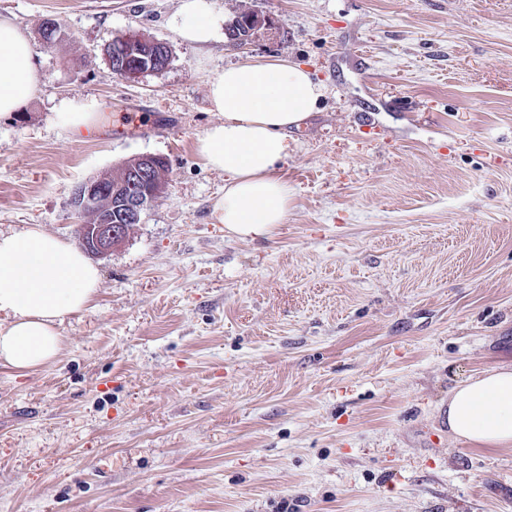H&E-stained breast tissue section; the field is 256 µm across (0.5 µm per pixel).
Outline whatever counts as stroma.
Returning <instances> with one entry per match:
<instances>
[{"instance_id": "obj_1", "label": "stroma", "mask_w": 512, "mask_h": 512, "mask_svg": "<svg viewBox=\"0 0 512 512\" xmlns=\"http://www.w3.org/2000/svg\"><path fill=\"white\" fill-rule=\"evenodd\" d=\"M213 4L269 23L201 48L180 0H0L44 76L0 116V233L79 244L76 185L169 166L57 360L0 366V512H512V447L438 426L460 381L512 365V0ZM129 31L168 66L117 78ZM273 57L325 93L276 169L284 222L241 235L196 152L207 81ZM71 105L92 131L57 123Z\"/></svg>"}]
</instances>
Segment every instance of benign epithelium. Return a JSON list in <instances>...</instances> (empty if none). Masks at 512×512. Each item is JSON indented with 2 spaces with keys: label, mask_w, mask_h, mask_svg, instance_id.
<instances>
[{
  "label": "benign epithelium",
  "mask_w": 512,
  "mask_h": 512,
  "mask_svg": "<svg viewBox=\"0 0 512 512\" xmlns=\"http://www.w3.org/2000/svg\"><path fill=\"white\" fill-rule=\"evenodd\" d=\"M120 59L109 64L114 73L125 80L160 71L169 64L170 52L163 42L142 35L126 34L122 39ZM136 164L129 169L128 181L118 188L123 221L112 222V209L101 211L98 220L91 212L100 208L101 197L107 193L98 180L87 181L74 189L73 204L84 221L79 224L82 244L88 254L104 256L125 241L130 228L140 223L142 214L150 209L165 191L167 173L162 158L146 154L134 158Z\"/></svg>",
  "instance_id": "7a95c632"
}]
</instances>
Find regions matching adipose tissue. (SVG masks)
Listing matches in <instances>:
<instances>
[{
	"label": "adipose tissue",
	"mask_w": 512,
	"mask_h": 512,
	"mask_svg": "<svg viewBox=\"0 0 512 512\" xmlns=\"http://www.w3.org/2000/svg\"><path fill=\"white\" fill-rule=\"evenodd\" d=\"M180 37L203 47L219 37L224 18L209 0H181ZM35 52L13 20L0 17V115L18 111L40 89ZM324 87L301 64L281 58L242 61L207 82L220 116L198 141L204 164L224 175L217 223L261 235L283 223L289 193L276 174L288 154V130L313 112ZM101 274L72 243L30 225L0 234V365L26 374L54 362L58 327L91 308ZM448 433L476 448L512 446V365L469 376L448 395Z\"/></svg>",
	"instance_id": "obj_1"
}]
</instances>
